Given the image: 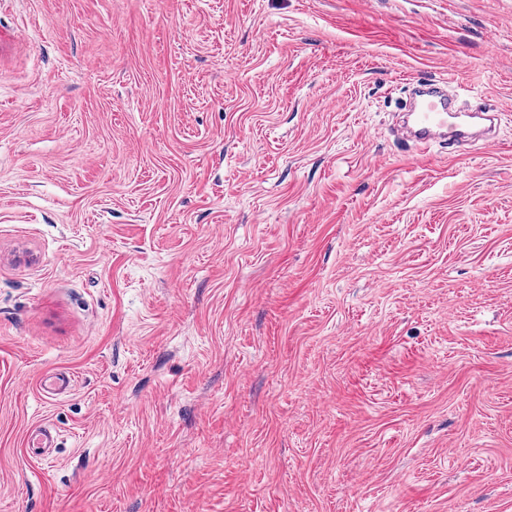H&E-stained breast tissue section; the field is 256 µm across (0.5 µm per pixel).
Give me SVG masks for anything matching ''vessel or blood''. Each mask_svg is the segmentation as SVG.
<instances>
[{
	"instance_id": "vessel-or-blood-1",
	"label": "vessel or blood",
	"mask_w": 512,
	"mask_h": 512,
	"mask_svg": "<svg viewBox=\"0 0 512 512\" xmlns=\"http://www.w3.org/2000/svg\"><path fill=\"white\" fill-rule=\"evenodd\" d=\"M403 110L410 137L423 148L435 141L455 145L483 137L497 117L495 108L467 105L428 79L413 81Z\"/></svg>"
}]
</instances>
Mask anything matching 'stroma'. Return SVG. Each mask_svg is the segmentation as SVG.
<instances>
[{
    "mask_svg": "<svg viewBox=\"0 0 512 512\" xmlns=\"http://www.w3.org/2000/svg\"><path fill=\"white\" fill-rule=\"evenodd\" d=\"M0 512H512V0H0ZM403 112L410 137L423 150L435 141L455 145L479 139L490 131L497 117L495 108L469 106L428 79L412 82Z\"/></svg>",
    "mask_w": 512,
    "mask_h": 512,
    "instance_id": "1",
    "label": "stroma"
}]
</instances>
